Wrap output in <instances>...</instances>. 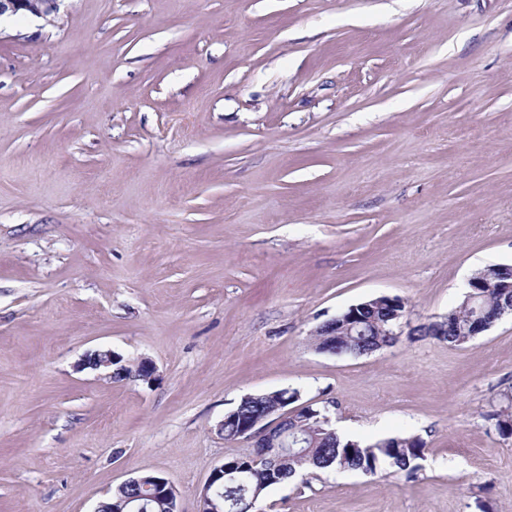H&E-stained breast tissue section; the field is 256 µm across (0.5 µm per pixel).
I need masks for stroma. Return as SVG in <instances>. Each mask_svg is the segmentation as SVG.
Instances as JSON below:
<instances>
[{"label": "stroma", "instance_id": "obj_1", "mask_svg": "<svg viewBox=\"0 0 512 512\" xmlns=\"http://www.w3.org/2000/svg\"><path fill=\"white\" fill-rule=\"evenodd\" d=\"M512 265V0H62L0 20V512H181L241 397L299 389L413 478L332 470L254 512H512V315L360 357L311 333L400 298L411 326ZM150 358L153 383L78 370ZM119 358V355L110 349L95 350L84 356L82 363L79 365L82 369H91L93 371H104L105 375L115 380L117 377L125 376L136 371L137 364H127V368L120 367L115 371L112 370L113 363ZM114 369V367H113ZM141 481L143 480L139 479L138 476L124 481L119 485L121 487H117L112 491V498L106 500L108 504H105L101 510L105 512H126L129 509L124 507V504L130 497L136 496L137 500L135 503L142 507L140 512H169L168 508L170 505L168 502L163 498L155 496L152 488L146 489L150 486L144 487L150 483V480H145L141 484L133 487L126 486ZM132 499L134 498H130V500ZM101 510L99 504L94 512H102ZM128 512H137L136 505L132 504Z\"/></svg>", "mask_w": 512, "mask_h": 512}]
</instances>
